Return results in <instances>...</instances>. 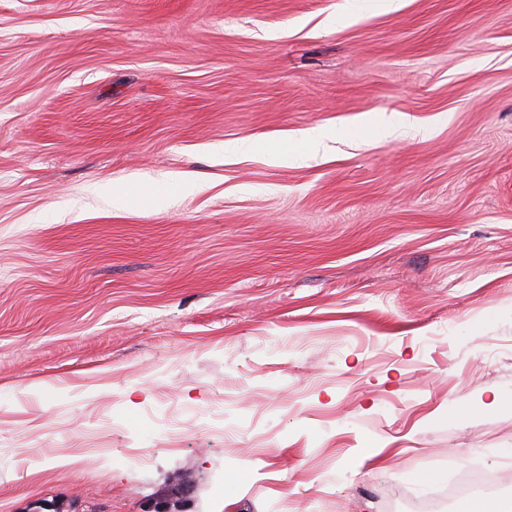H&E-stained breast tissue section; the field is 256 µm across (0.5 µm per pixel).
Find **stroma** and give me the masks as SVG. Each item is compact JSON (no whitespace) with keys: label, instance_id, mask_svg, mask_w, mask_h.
Listing matches in <instances>:
<instances>
[{"label":"stroma","instance_id":"stroma-1","mask_svg":"<svg viewBox=\"0 0 512 512\" xmlns=\"http://www.w3.org/2000/svg\"><path fill=\"white\" fill-rule=\"evenodd\" d=\"M336 3L0 0V512L512 501V0ZM376 131L384 136L393 135H408L414 130L416 126L413 121L408 117H404L398 113H391L390 115L383 114L377 118Z\"/></svg>","mask_w":512,"mask_h":512}]
</instances>
